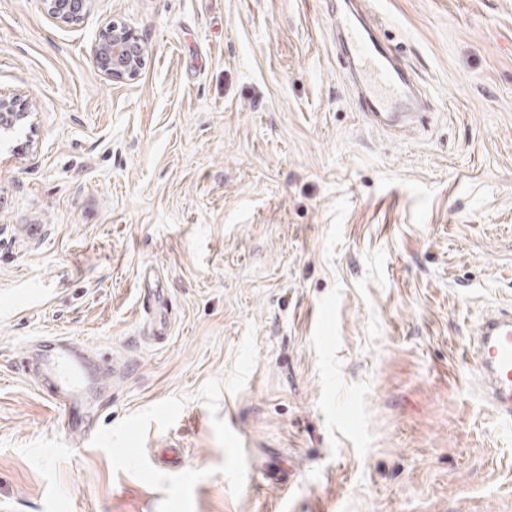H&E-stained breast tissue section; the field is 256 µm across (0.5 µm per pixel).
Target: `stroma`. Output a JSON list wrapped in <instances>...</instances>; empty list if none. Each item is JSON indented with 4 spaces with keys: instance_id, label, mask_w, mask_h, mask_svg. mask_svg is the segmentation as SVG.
Masks as SVG:
<instances>
[{
    "instance_id": "1",
    "label": "stroma",
    "mask_w": 512,
    "mask_h": 512,
    "mask_svg": "<svg viewBox=\"0 0 512 512\" xmlns=\"http://www.w3.org/2000/svg\"><path fill=\"white\" fill-rule=\"evenodd\" d=\"M338 3L425 124L362 118ZM112 21L137 80L94 64ZM1 95L0 512H512L471 367L512 304V0H0ZM51 336L112 367L91 435L22 367ZM88 0H41L45 13L56 22L67 25L80 19ZM146 48L130 29L109 23L93 49L98 71L112 82L136 79L143 67Z\"/></svg>"
}]
</instances>
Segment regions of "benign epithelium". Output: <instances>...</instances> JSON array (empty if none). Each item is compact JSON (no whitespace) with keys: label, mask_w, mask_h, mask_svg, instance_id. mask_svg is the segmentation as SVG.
<instances>
[{"label":"benign epithelium","mask_w":512,"mask_h":512,"mask_svg":"<svg viewBox=\"0 0 512 512\" xmlns=\"http://www.w3.org/2000/svg\"><path fill=\"white\" fill-rule=\"evenodd\" d=\"M87 0H41L45 13L56 22L67 25L80 19ZM146 48L130 29L110 23L93 49L98 71L113 82L136 79L143 67ZM14 100L0 98V130L9 131L27 118L28 113L15 111Z\"/></svg>","instance_id":"7a95c632"}]
</instances>
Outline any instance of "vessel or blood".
I'll return each mask as SVG.
<instances>
[{
	"mask_svg": "<svg viewBox=\"0 0 512 512\" xmlns=\"http://www.w3.org/2000/svg\"><path fill=\"white\" fill-rule=\"evenodd\" d=\"M336 42L346 52V65L362 103L364 117L373 125L396 129L421 120L422 94L407 69L374 28L336 16ZM473 359L486 386V396L501 424L512 430V311L490 314L476 331ZM47 401L63 411L65 425L85 431L82 405L99 385L101 371L67 341L54 342L36 361Z\"/></svg>",
	"mask_w": 512,
	"mask_h": 512,
	"instance_id": "vessel-or-blood-1",
	"label": "vessel or blood"
}]
</instances>
